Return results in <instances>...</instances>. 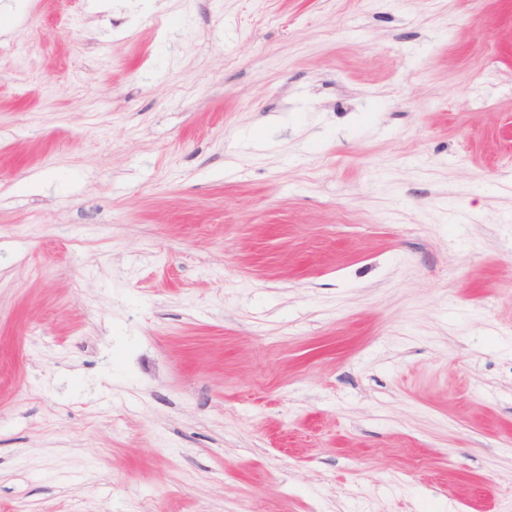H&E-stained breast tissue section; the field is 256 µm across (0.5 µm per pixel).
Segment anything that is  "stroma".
Wrapping results in <instances>:
<instances>
[{"instance_id": "1", "label": "stroma", "mask_w": 512, "mask_h": 512, "mask_svg": "<svg viewBox=\"0 0 512 512\" xmlns=\"http://www.w3.org/2000/svg\"><path fill=\"white\" fill-rule=\"evenodd\" d=\"M0 512H512V0H0Z\"/></svg>"}]
</instances>
